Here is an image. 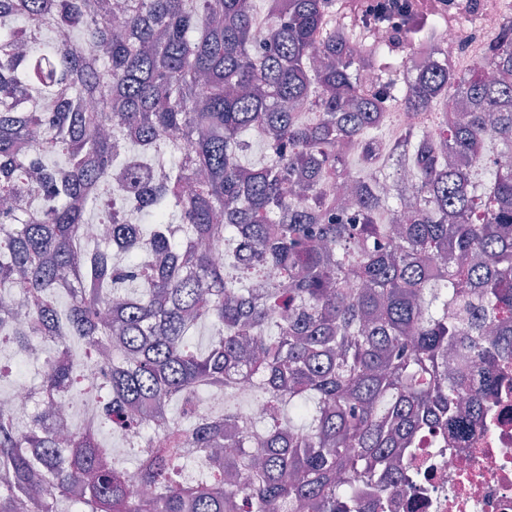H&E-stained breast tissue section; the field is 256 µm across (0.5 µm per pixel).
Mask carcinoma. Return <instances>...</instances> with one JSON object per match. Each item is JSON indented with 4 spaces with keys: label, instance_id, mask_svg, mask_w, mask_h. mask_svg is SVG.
Here are the masks:
<instances>
[{
    "label": "carcinoma",
    "instance_id": "cac0c4a2",
    "mask_svg": "<svg viewBox=\"0 0 512 512\" xmlns=\"http://www.w3.org/2000/svg\"><path fill=\"white\" fill-rule=\"evenodd\" d=\"M265 10L258 42L253 0H123L120 32L111 0H0V200L23 201L0 207V294L27 307L24 326L0 312V343L43 359L51 403L89 393L82 364L111 352L99 416L66 445L0 411V512H380L420 439L466 437L496 398L512 363V29L462 79L432 60L402 80L398 44L434 40L437 21L402 18L378 43L333 23L337 0ZM364 67L392 79L366 92ZM396 97L423 123L383 152ZM252 132L264 166L241 161ZM352 155L386 157L387 181L408 166L411 193L381 195ZM91 208L125 266L89 249ZM224 242L218 263L203 244ZM242 364L266 419L230 404ZM147 407L157 420L134 415ZM105 421L146 492L101 445ZM191 448L209 462L181 480Z\"/></svg>",
    "mask_w": 512,
    "mask_h": 512
}]
</instances>
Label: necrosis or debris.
Listing matches in <instances>:
<instances>
[{
    "mask_svg": "<svg viewBox=\"0 0 512 512\" xmlns=\"http://www.w3.org/2000/svg\"><path fill=\"white\" fill-rule=\"evenodd\" d=\"M439 46L449 65L487 31L512 25V0H436ZM407 495H390L383 512H512V392L500 395L464 439L419 446L406 469Z\"/></svg>",
    "mask_w": 512,
    "mask_h": 512,
    "instance_id": "obj_1",
    "label": "necrosis or debris"
}]
</instances>
